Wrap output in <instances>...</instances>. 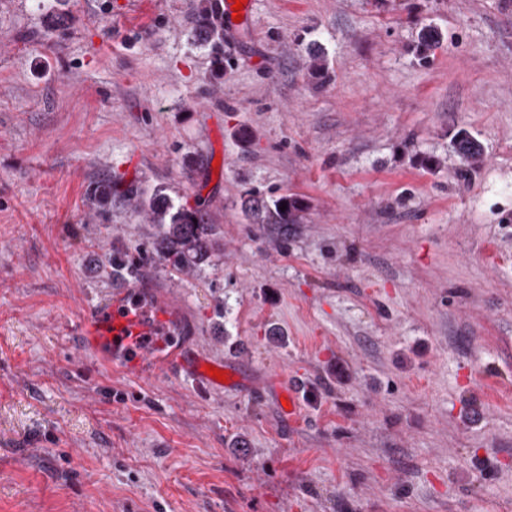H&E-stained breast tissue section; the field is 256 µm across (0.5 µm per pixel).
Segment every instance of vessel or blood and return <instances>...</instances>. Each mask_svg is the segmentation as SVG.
I'll return each mask as SVG.
<instances>
[{
  "mask_svg": "<svg viewBox=\"0 0 512 512\" xmlns=\"http://www.w3.org/2000/svg\"><path fill=\"white\" fill-rule=\"evenodd\" d=\"M184 313L167 295L125 284L87 307L79 319V347L104 366L137 378L169 374L214 390L237 384L234 370H227L224 383L207 373L209 358L181 334Z\"/></svg>",
  "mask_w": 512,
  "mask_h": 512,
  "instance_id": "vessel-or-blood-1",
  "label": "vessel or blood"
}]
</instances>
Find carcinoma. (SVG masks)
<instances>
[{"mask_svg":"<svg viewBox=\"0 0 512 512\" xmlns=\"http://www.w3.org/2000/svg\"><path fill=\"white\" fill-rule=\"evenodd\" d=\"M205 2L197 19L196 38L211 48L216 65L222 69L224 23L221 0ZM453 146L464 163L470 167L478 166L482 157L481 147L467 131L460 130L454 135ZM142 201L148 207L153 222L161 227L153 243V253L171 269L181 271L190 267L198 268L219 250L214 225L206 222L201 210L173 204L161 187L155 188ZM284 203L287 207L282 211L280 206ZM300 210L301 202L292 196L280 197L271 207L264 200L255 198L249 206V211L259 223L281 224L285 227L296 223Z\"/></svg>","mask_w":512,"mask_h":512,"instance_id":"cac0c4a2","label":"carcinoma"}]
</instances>
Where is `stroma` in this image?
Returning <instances> with one entry per match:
<instances>
[{
	"mask_svg": "<svg viewBox=\"0 0 512 512\" xmlns=\"http://www.w3.org/2000/svg\"><path fill=\"white\" fill-rule=\"evenodd\" d=\"M203 4L0 0V512H512V0H252L220 72ZM157 187L211 264L153 256ZM117 251L246 389L80 352ZM453 146L464 163L470 167L478 166L482 157L481 147L467 131L460 130L454 135ZM282 203H286L285 211L280 210ZM248 210L259 220L258 224H281L285 226V234L288 233V224H295L297 213L301 210V202L292 196H282L270 208L263 199L255 198L252 200Z\"/></svg>",
	"mask_w": 512,
	"mask_h": 512,
	"instance_id": "35a3bbf8",
	"label": "stroma"
}]
</instances>
